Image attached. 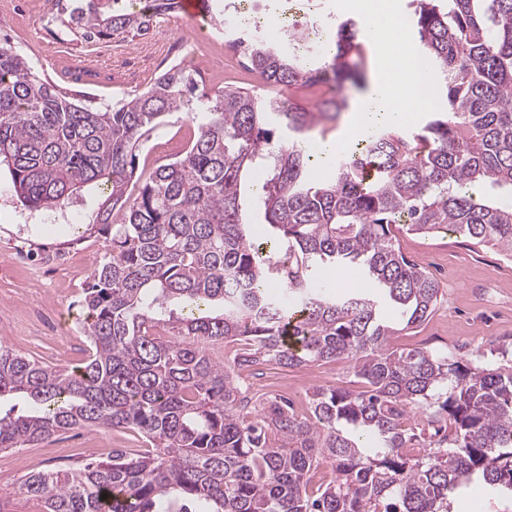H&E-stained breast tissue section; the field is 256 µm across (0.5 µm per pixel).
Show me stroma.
I'll use <instances>...</instances> for the list:
<instances>
[{"mask_svg": "<svg viewBox=\"0 0 512 512\" xmlns=\"http://www.w3.org/2000/svg\"><path fill=\"white\" fill-rule=\"evenodd\" d=\"M40 0H0V31L18 52L53 82L109 101L143 88L161 71L172 52L169 41L140 36L121 42L112 60L90 62L84 78L68 73V56L78 47L60 27L40 25ZM267 33L282 26L305 25L323 11L328 26L342 21L336 0H265ZM186 114L173 113L140 152L139 171L149 175L155 163L172 158L175 144L189 134ZM103 200L94 188L56 212H32L18 202L6 167H0V338L16 351L47 364L75 367L86 358V339L79 323V300L93 270L104 260V233L89 224ZM393 232L405 257L429 271L440 285V300L430 318L402 332L396 347L450 350L469 358L494 347L512 358V258L494 246H479L448 233L415 235L402 226ZM336 384L349 381L339 364L308 365L287 371L263 369L254 386L276 391L287 384L288 395L304 403L313 379ZM139 435L107 430L105 435L71 430L53 435L32 448L0 452V512H42L41 502L18 493L20 482L43 470H65L89 459L107 458L112 449L137 448Z\"/></svg>", "mask_w": 512, "mask_h": 512, "instance_id": "1", "label": "stroma"}]
</instances>
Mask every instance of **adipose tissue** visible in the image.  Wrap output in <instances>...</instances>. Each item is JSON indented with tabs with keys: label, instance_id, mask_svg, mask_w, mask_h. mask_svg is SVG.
Segmentation results:
<instances>
[{
	"label": "adipose tissue",
	"instance_id": "adipose-tissue-1",
	"mask_svg": "<svg viewBox=\"0 0 512 512\" xmlns=\"http://www.w3.org/2000/svg\"><path fill=\"white\" fill-rule=\"evenodd\" d=\"M366 9L376 31L373 38L377 50L376 78L371 92L348 118L345 135L349 138L364 136L380 118L394 124L410 123L422 105L415 82L410 78L414 70L412 58L393 55L386 47L389 37L401 34L388 0H368Z\"/></svg>",
	"mask_w": 512,
	"mask_h": 512
}]
</instances>
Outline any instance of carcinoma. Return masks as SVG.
<instances>
[{"label": "carcinoma", "instance_id": "obj_1", "mask_svg": "<svg viewBox=\"0 0 512 512\" xmlns=\"http://www.w3.org/2000/svg\"><path fill=\"white\" fill-rule=\"evenodd\" d=\"M51 2L85 45L150 29L123 0ZM413 27L443 106L418 132L378 129L322 182L309 176L311 133L361 77L353 20L303 58L240 36L265 87L331 89L314 111L234 84L209 91L177 65L105 103L0 41V164L15 194L53 211L85 186L109 190L92 219L109 256L79 301L87 357L55 366L0 341V399L27 402L0 415V451L75 428L148 444L34 473L19 494L44 512H451L474 481L512 495V366L393 346L440 288L390 234L448 232L512 257V0H417ZM173 112L206 120L128 193L139 151ZM255 172L247 191L275 233L268 248L246 232L242 183ZM331 267H358L372 287L333 293L321 278ZM311 363L347 365L352 385L312 389L305 413L243 390L244 370ZM325 463L332 478L315 480Z\"/></svg>", "mask_w": 512, "mask_h": 512}]
</instances>
